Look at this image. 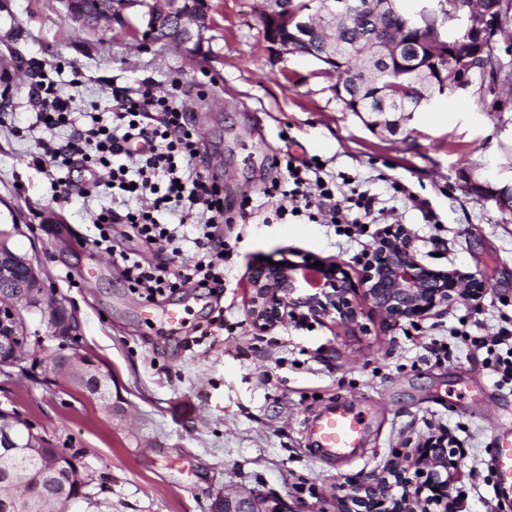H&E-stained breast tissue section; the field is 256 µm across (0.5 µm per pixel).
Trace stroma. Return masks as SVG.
<instances>
[{
    "instance_id": "1",
    "label": "stroma",
    "mask_w": 512,
    "mask_h": 512,
    "mask_svg": "<svg viewBox=\"0 0 512 512\" xmlns=\"http://www.w3.org/2000/svg\"><path fill=\"white\" fill-rule=\"evenodd\" d=\"M212 27L193 55L143 42L145 7L115 0L111 23L81 29L60 0H0V230L28 255L49 294L77 318L75 349L111 373L119 408L58 380L43 367L0 377V406L28 419L55 447L83 454L91 503L63 512H211L223 491L260 490L305 512H336L345 478L381 471L439 429L466 455L452 493L463 512H501L487 469L489 448L512 427V382L487 365L472 338L512 332V214L469 193L468 172L489 168L512 183V112H485L471 96L443 99L373 129L369 113L346 110L334 75L302 54L279 55L265 40V0H207ZM46 70L62 93L80 79L77 104L108 106L113 88L173 80L189 92V121L209 170L224 185L231 221L224 238V291L188 288L148 302L123 275L120 253L151 260L158 249L115 225V253L92 244V216L112 203L105 191L58 193L30 167L34 138L13 136L36 106L29 88ZM340 195L373 196L379 223L349 238L331 224L276 220L265 197L284 163L312 159ZM251 204L243 215V204ZM437 223H429L428 214ZM404 225L426 265L488 277L476 302L393 324L355 295L358 326L307 316L305 308L264 334L249 313V279L260 258L314 255L359 279L384 226ZM95 268L92 279L83 276ZM180 309L182 322L163 319ZM447 345L438 359L431 343ZM333 403L369 425L362 454L322 458L309 444L312 417Z\"/></svg>"
}]
</instances>
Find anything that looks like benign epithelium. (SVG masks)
Wrapping results in <instances>:
<instances>
[{
	"label": "benign epithelium",
	"mask_w": 512,
	"mask_h": 512,
	"mask_svg": "<svg viewBox=\"0 0 512 512\" xmlns=\"http://www.w3.org/2000/svg\"><path fill=\"white\" fill-rule=\"evenodd\" d=\"M65 16L81 28H96L112 21L109 12L87 11L77 0H60ZM147 30L158 34L159 22L166 19L171 25L165 41L194 54L211 28L207 8L194 11L182 8L181 0H148ZM356 6L350 0H322L315 7L292 0H267L263 13L267 41L282 53L312 55L332 70H341L348 61L349 50L336 39V22L354 20ZM512 23V10L498 0L497 5L483 6L473 0H437L436 8L425 9L419 16L409 12L401 15V31L377 45L363 59L361 71L371 75L374 84L381 85L394 74L418 93L419 105L430 103L435 96H454L469 93L475 86L466 75L448 82L441 62L464 45L460 65L472 60L484 63L482 78L490 76L497 83L501 76L502 34ZM325 34L324 48L317 52L316 36ZM338 96L352 112L363 111L359 93L350 86L337 87ZM472 193L495 200L499 208L512 212V193L497 189L487 179L481 181L469 175L466 184ZM280 265L265 262L250 281L249 312L255 331L266 333L281 323L289 311L307 308L315 318L331 315L349 324L358 322L353 304V285L344 269L333 262H323L318 268L320 283L311 288L300 275L303 266L312 267L313 257L295 262L286 256ZM485 277L475 275L466 281L454 270H436L422 263L412 247L408 230L401 224L391 225L363 262L362 286L365 296L384 317L393 323L418 320L435 310H446L461 300H474L488 289ZM62 315L64 320H52V338L68 341L77 326L75 316L56 301L48 300L41 280L32 263L9 247V234L0 231V373L23 369L30 359L27 353L26 318L22 310ZM97 364L88 356L74 351L61 356L52 373L75 383ZM0 456H22L37 459L46 475L69 466L76 475L73 493L86 495L88 484L81 475L80 454L61 455L54 448H45L42 436L34 433L31 423L14 412L0 409ZM463 455L461 445L442 431L417 444L413 452L391 462L379 474L351 477L340 485L344 495L338 498V512H457L458 499L452 496L456 463ZM404 488L396 497L393 484ZM224 512H294L284 500L256 492L226 493Z\"/></svg>",
	"instance_id": "1"
}]
</instances>
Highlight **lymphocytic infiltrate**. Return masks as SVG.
<instances>
[{"mask_svg":"<svg viewBox=\"0 0 512 512\" xmlns=\"http://www.w3.org/2000/svg\"><path fill=\"white\" fill-rule=\"evenodd\" d=\"M29 94L38 107L37 125L67 132L60 143L39 141L31 165L41 166L50 176L62 174L66 185L71 173H86L92 177L91 188L102 186L113 198L136 200L133 208L100 207L92 220L94 246L107 245L116 224L129 225L146 242L159 245L160 255L153 262L122 254L130 288L148 299L189 285L223 290L224 191L200 154L181 82L173 81L163 95L148 89H113L112 107L106 111L95 103L88 111H77L74 95L60 93L43 71ZM306 183L300 168L290 166L283 183L266 188V196L279 201L278 216L297 212L313 221L321 215L349 237L361 225L376 223L371 198L352 195L341 203L325 187L315 200ZM173 213L178 223H166V215ZM187 225L194 228V237H186ZM187 242L193 249L189 256L183 249Z\"/></svg>","mask_w":512,"mask_h":512,"instance_id":"obj_1","label":"lymphocytic infiltrate"}]
</instances>
